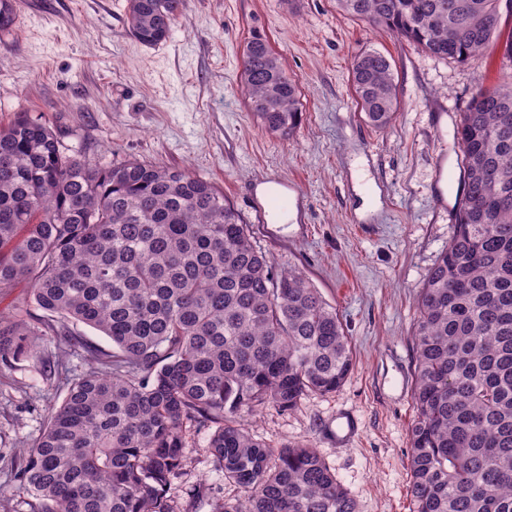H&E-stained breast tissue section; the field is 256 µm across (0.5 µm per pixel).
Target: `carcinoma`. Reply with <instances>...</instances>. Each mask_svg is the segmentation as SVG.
<instances>
[{
  "instance_id": "carcinoma-1",
  "label": "carcinoma",
  "mask_w": 512,
  "mask_h": 512,
  "mask_svg": "<svg viewBox=\"0 0 512 512\" xmlns=\"http://www.w3.org/2000/svg\"><path fill=\"white\" fill-rule=\"evenodd\" d=\"M502 0H337L423 51L463 63L490 44L500 84L479 86L457 136L467 180L454 233L420 290L409 427L413 512H512V29ZM186 0H128L130 34L169 39ZM248 107L292 136L300 90L267 41L243 50ZM352 83L368 122L396 112L389 59L367 51ZM19 283L47 317L0 314V362L36 358L65 390L18 453L30 512H180L186 424L243 495L213 512H358L318 451L273 448L248 417L336 391L353 366L336 310L297 269L272 273L224 193L185 169L68 154L47 124L0 127V288ZM108 336L103 350L69 330ZM63 336L87 368L73 374Z\"/></svg>"
}]
</instances>
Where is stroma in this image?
Segmentation results:
<instances>
[{
	"mask_svg": "<svg viewBox=\"0 0 512 512\" xmlns=\"http://www.w3.org/2000/svg\"><path fill=\"white\" fill-rule=\"evenodd\" d=\"M17 2L18 33L0 30V125L24 113L91 163L186 168L223 188L273 272L300 269L335 308L354 358L336 392L307 395L289 412L262 410L253 434L275 448H317L358 512H411L417 300L462 197L459 114L477 85L498 80V49L463 64L438 58L345 15L336 0H187L154 47L130 35L127 0ZM255 35L299 84L292 139L266 131L247 107L242 55ZM370 50L389 58L396 83L384 129L366 121L351 82L354 58ZM263 180L286 189L295 223H268L255 195ZM63 398L33 358L0 365L6 512H30L13 488L17 447L35 441ZM344 414L358 431L339 442L332 429ZM186 437L187 473L168 494L210 512L208 502L190 503L193 484L228 499L238 491L218 480L207 430L191 425Z\"/></svg>",
	"mask_w": 512,
	"mask_h": 512,
	"instance_id": "obj_1",
	"label": "stroma"
}]
</instances>
